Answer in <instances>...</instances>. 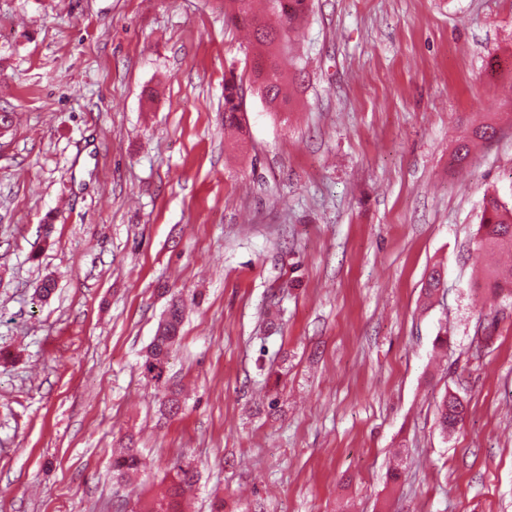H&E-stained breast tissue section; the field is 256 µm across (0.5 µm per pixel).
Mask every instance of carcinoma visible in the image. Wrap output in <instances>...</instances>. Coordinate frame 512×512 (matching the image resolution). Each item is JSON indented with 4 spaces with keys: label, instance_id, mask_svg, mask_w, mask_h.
I'll list each match as a JSON object with an SVG mask.
<instances>
[{
    "label": "carcinoma",
    "instance_id": "1",
    "mask_svg": "<svg viewBox=\"0 0 512 512\" xmlns=\"http://www.w3.org/2000/svg\"><path fill=\"white\" fill-rule=\"evenodd\" d=\"M278 0H266L265 9L255 7V0H225L224 21L252 34V60L250 82L257 93L280 112L288 111L291 104L288 84L303 78V69L297 67L299 57L293 54V45L301 36L303 22L310 9V0H283L285 10L274 16ZM244 93L242 81L235 75L224 79V129H242ZM495 122H488L466 132L453 150L457 165L468 162L472 148L487 143L497 135ZM478 249L512 255V205L497 192H488L482 199ZM478 287L494 294L512 295V264L484 271ZM184 319V301L171 299L165 316L158 324L156 334L145 355L142 369L164 389V407L170 414L181 410L178 390L168 385L166 377L173 346L179 339ZM464 412L448 411V395L438 405V422L442 433L452 432L462 423ZM143 466L141 456L127 448L112 461V473L119 481ZM198 471L191 463L178 457L173 462V475L166 493L146 502L140 512H181L184 491L197 483Z\"/></svg>",
    "mask_w": 512,
    "mask_h": 512
}]
</instances>
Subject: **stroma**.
<instances>
[{"label": "stroma", "instance_id": "obj_1", "mask_svg": "<svg viewBox=\"0 0 512 512\" xmlns=\"http://www.w3.org/2000/svg\"><path fill=\"white\" fill-rule=\"evenodd\" d=\"M247 49L224 0H0V512H133L179 456L188 512H512V299L471 285L483 195L512 202V0H313L292 111L246 89L239 139ZM244 93L242 81L233 73L224 79V130L242 129ZM498 128L495 122H488L471 128L466 132L453 150V161L456 165L468 162L472 148L479 143L490 142L497 135ZM184 319V301L181 297H173L168 305L165 316L158 324L156 334L145 355L142 364L143 373L164 389V407L169 414H178L181 410L178 390L168 386L166 377L169 359L173 346L179 339ZM452 408L453 411L448 413V393H445L438 405V422L441 432L446 435L453 432L464 419L465 409L457 413L455 406ZM143 466L141 456L134 448H125L112 461V473L118 481H124L130 472L139 470Z\"/></svg>", "mask_w": 512, "mask_h": 512}]
</instances>
